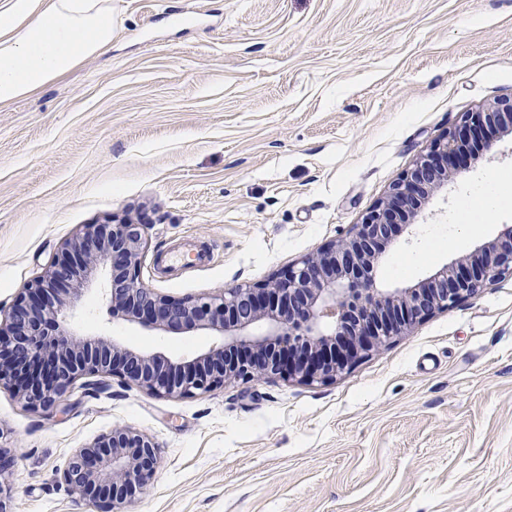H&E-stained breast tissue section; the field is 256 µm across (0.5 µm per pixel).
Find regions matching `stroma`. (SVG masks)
Returning <instances> with one entry per match:
<instances>
[{"label": "stroma", "mask_w": 512, "mask_h": 512, "mask_svg": "<svg viewBox=\"0 0 512 512\" xmlns=\"http://www.w3.org/2000/svg\"><path fill=\"white\" fill-rule=\"evenodd\" d=\"M112 47L0 106V308L86 224L144 218L141 278L176 298L266 283L345 236L463 115L512 99V0H108ZM512 134L388 245L378 280L428 278L512 225L455 238ZM202 253L175 265L174 256ZM68 314L176 361L207 332ZM66 409L0 389L9 512H97L61 478L116 426L160 464L123 512H512V277L435 313L327 383L279 376L194 397L103 378Z\"/></svg>", "instance_id": "stroma-1"}]
</instances>
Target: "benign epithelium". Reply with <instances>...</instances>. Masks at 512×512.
I'll list each match as a JSON object with an SVG mask.
<instances>
[{"mask_svg":"<svg viewBox=\"0 0 512 512\" xmlns=\"http://www.w3.org/2000/svg\"><path fill=\"white\" fill-rule=\"evenodd\" d=\"M505 133H512V99L465 114L344 237L263 285L207 298L159 295L142 283L144 224L122 219L83 225L64 244L61 258L0 318V388L11 389L27 407L51 409L83 376H116L169 398L269 375L335 379L391 338L512 276L510 225L415 285L383 288L376 280L398 221L415 216L461 172L471 144L491 152L493 137ZM106 265L112 314L153 330H206L213 343L173 362L99 334H74L59 316L77 305ZM158 464L157 448L146 435L118 426L76 449L62 478L100 512H117L127 497L146 489Z\"/></svg>","mask_w":512,"mask_h":512,"instance_id":"obj_1","label":"benign epithelium"}]
</instances>
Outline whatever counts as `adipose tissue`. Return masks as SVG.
<instances>
[{"label":"adipose tissue","mask_w":512,"mask_h":512,"mask_svg":"<svg viewBox=\"0 0 512 512\" xmlns=\"http://www.w3.org/2000/svg\"><path fill=\"white\" fill-rule=\"evenodd\" d=\"M112 44L102 0H7L0 9V105L27 96Z\"/></svg>","instance_id":"ef3b65f1"}]
</instances>
